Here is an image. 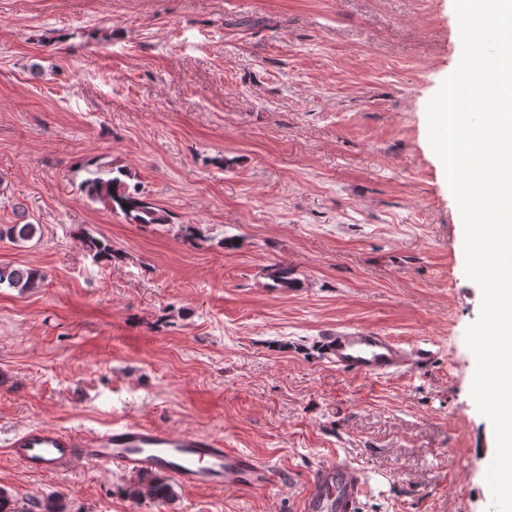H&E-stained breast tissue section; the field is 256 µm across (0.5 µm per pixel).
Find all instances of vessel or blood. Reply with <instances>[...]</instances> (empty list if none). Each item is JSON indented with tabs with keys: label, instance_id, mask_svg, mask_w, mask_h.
<instances>
[{
	"label": "vessel or blood",
	"instance_id": "vessel-or-blood-1",
	"mask_svg": "<svg viewBox=\"0 0 512 512\" xmlns=\"http://www.w3.org/2000/svg\"><path fill=\"white\" fill-rule=\"evenodd\" d=\"M330 363L368 378L394 376L427 358V350L405 349L376 329L337 327L323 337ZM13 459L32 473H54L77 462L114 466L134 473L165 472L189 488L224 486L263 492L281 486L285 474L210 435H182L140 424L112 426L103 432L76 435L57 427H32L13 437ZM365 488L362 472L344 462L319 465L302 491L303 512H354Z\"/></svg>",
	"mask_w": 512,
	"mask_h": 512
}]
</instances>
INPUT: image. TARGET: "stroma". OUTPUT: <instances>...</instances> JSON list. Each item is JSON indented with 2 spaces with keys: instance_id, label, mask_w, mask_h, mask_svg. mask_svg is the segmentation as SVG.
<instances>
[{
  "instance_id": "1",
  "label": "stroma",
  "mask_w": 512,
  "mask_h": 512,
  "mask_svg": "<svg viewBox=\"0 0 512 512\" xmlns=\"http://www.w3.org/2000/svg\"><path fill=\"white\" fill-rule=\"evenodd\" d=\"M457 30L454 0H0V225L40 227L0 239V267L44 275L0 287V486L21 512L54 493L66 512H301L336 461L365 476L355 512H487L496 443L464 338L482 293L426 112ZM119 167L170 223L80 190ZM349 324L431 355L338 369L319 340ZM115 423L221 438L286 482L160 504L138 475L6 452L32 426ZM43 280L44 275L35 268H0V287L6 283L9 288L26 291L38 288Z\"/></svg>"
}]
</instances>
